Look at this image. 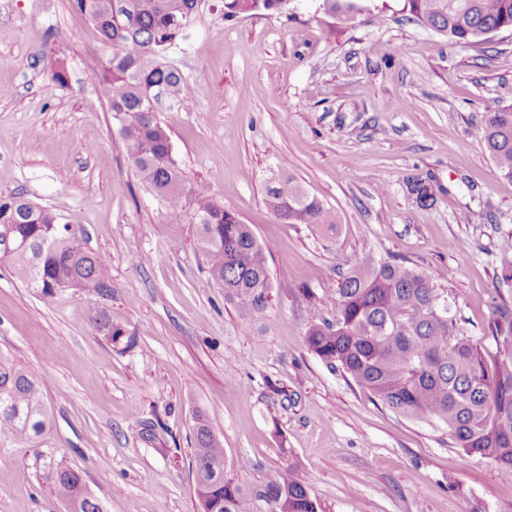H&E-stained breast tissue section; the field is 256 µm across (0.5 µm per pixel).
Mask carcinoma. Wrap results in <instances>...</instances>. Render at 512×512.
Segmentation results:
<instances>
[{
  "instance_id": "cac0c4a2",
  "label": "carcinoma",
  "mask_w": 512,
  "mask_h": 512,
  "mask_svg": "<svg viewBox=\"0 0 512 512\" xmlns=\"http://www.w3.org/2000/svg\"><path fill=\"white\" fill-rule=\"evenodd\" d=\"M286 7L284 0H224V18L281 14ZM73 8L112 47L94 76L107 93L129 159L169 208H183L182 174L158 112L165 102L190 96L164 53L189 25L196 0H73ZM322 9L348 18L358 7L354 0H322ZM404 9L421 26L461 46L512 30V0H404ZM483 142L500 174L512 179V104L488 113ZM408 188L422 207L436 200L429 177L408 179ZM193 198L210 283L224 289V302L248 328H263L271 309L265 251L251 226L205 189H195ZM266 205L285 224L336 231L330 210L292 176L268 188ZM81 234L19 194L0 195V260L46 298L62 288L100 294L110 284L108 268L83 248ZM501 251L502 279L512 282V239ZM443 279L441 271L422 274L399 263L356 261L333 298L336 316L308 330L307 346L392 411L445 424L466 454L489 458L512 475V306L494 312L490 332L498 355L489 361L481 341L460 332L452 309L442 310L445 299L436 283ZM50 422L42 382L21 368H1L0 443L33 441ZM222 461L223 440L197 415L192 468L200 512H321L308 483L291 469L249 487L217 471ZM51 479L71 512H103L75 470L58 467Z\"/></svg>"
}]
</instances>
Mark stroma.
Wrapping results in <instances>:
<instances>
[{
	"instance_id": "stroma-1",
	"label": "stroma",
	"mask_w": 512,
	"mask_h": 512,
	"mask_svg": "<svg viewBox=\"0 0 512 512\" xmlns=\"http://www.w3.org/2000/svg\"><path fill=\"white\" fill-rule=\"evenodd\" d=\"M364 4L335 24L320 0L232 20L222 0H198L166 53L193 88L159 114L184 192L206 187L267 254L258 332L209 283L193 203L170 210L130 162L90 78L111 53L94 26L72 0H0V194L81 227L112 275L107 295L47 299L0 263V368L45 378L52 418L36 442L0 445V512H68L59 466L104 512H199V410L228 474L254 485L293 469L324 512H512V480L492 460L394 413L306 344L366 256L447 270L439 292L489 358L491 316L512 303L500 252L512 180L483 142L489 109L512 103V31L463 47L413 22L404 0ZM416 174L439 187L432 207L407 191ZM286 175L335 232L275 218L267 189Z\"/></svg>"
}]
</instances>
